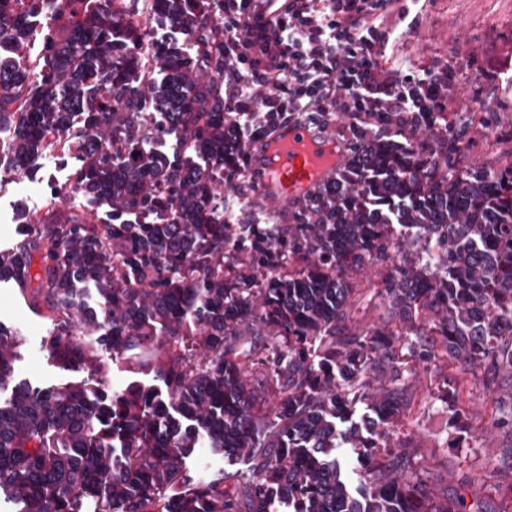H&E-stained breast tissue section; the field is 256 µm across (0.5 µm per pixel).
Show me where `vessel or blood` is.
<instances>
[{
  "instance_id": "vessel-or-blood-1",
  "label": "vessel or blood",
  "mask_w": 512,
  "mask_h": 512,
  "mask_svg": "<svg viewBox=\"0 0 512 512\" xmlns=\"http://www.w3.org/2000/svg\"><path fill=\"white\" fill-rule=\"evenodd\" d=\"M335 141L334 135L316 133L303 122L276 129L252 152L261 170L254 202L277 214L303 200L337 170V163L325 160L326 146Z\"/></svg>"
}]
</instances>
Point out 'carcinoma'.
<instances>
[{
	"label": "carcinoma",
	"instance_id": "carcinoma-1",
	"mask_svg": "<svg viewBox=\"0 0 512 512\" xmlns=\"http://www.w3.org/2000/svg\"><path fill=\"white\" fill-rule=\"evenodd\" d=\"M193 42L156 43L124 0H0V130L8 167L59 148L74 187L106 219L70 211L31 224L0 282L31 289L53 328L43 346L95 383L35 389L14 380L19 339L0 327V496L20 512H493L468 482L426 483L403 451L378 458L404 412L403 346L512 378V164L461 170L466 133L441 113L363 116L336 175L272 232L226 224L224 38L204 0H152ZM53 24L36 30L37 19ZM39 37V62L27 48ZM83 126L71 134L73 115ZM429 143L421 153L414 136ZM172 137L170 157L151 140ZM381 268V325L355 330L348 307ZM97 292L94 304L84 286ZM154 371L165 390L111 392L102 351ZM265 377L266 405L252 379ZM374 417L352 423L351 398ZM493 425L512 430V391ZM350 423L337 434V424ZM246 470L192 479L200 437ZM358 451L350 489L340 443Z\"/></svg>",
	"mask_w": 512,
	"mask_h": 512
}]
</instances>
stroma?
I'll list each match as a JSON object with an SVG mask.
<instances>
[{"mask_svg": "<svg viewBox=\"0 0 512 512\" xmlns=\"http://www.w3.org/2000/svg\"><path fill=\"white\" fill-rule=\"evenodd\" d=\"M418 22L408 25L391 15L386 56L391 65L415 69L447 66L455 73L448 96V119L467 127L469 161L488 172L512 161V0H416ZM490 117L482 125L481 117ZM72 178V168L46 154L36 170L0 198V252L21 240L25 225L43 220L47 208L39 198L46 182ZM379 277L361 281L349 315L352 325L366 329L380 323ZM0 323L15 329L21 346L14 363L17 378L36 387L62 386L86 380L87 375L57 365L43 347L51 322L34 311L12 283H0ZM409 369L408 406L395 435L409 439L420 476L442 488L461 478L472 493L492 499L498 512H512V472L494 463L512 453V431L491 427L496 394L480 374L446 359L425 362L413 354L403 357ZM240 460L214 452L199 441L185 467L206 481L242 468Z\"/></svg>", "mask_w": 512, "mask_h": 512, "instance_id": "1", "label": "stroma"}]
</instances>
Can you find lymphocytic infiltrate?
<instances>
[{"label":"lymphocytic infiltrate","instance_id":"f902f5d3","mask_svg":"<svg viewBox=\"0 0 512 512\" xmlns=\"http://www.w3.org/2000/svg\"><path fill=\"white\" fill-rule=\"evenodd\" d=\"M266 0H223L224 122L237 138L224 156V182L244 199L255 185L251 146L290 121L313 126L332 114L357 126L361 113L444 112L448 100L431 70L386 65L388 16L401 0H286L267 19Z\"/></svg>","mask_w":512,"mask_h":512}]
</instances>
